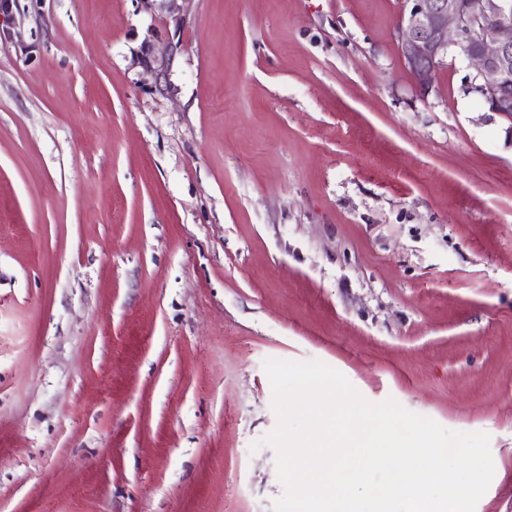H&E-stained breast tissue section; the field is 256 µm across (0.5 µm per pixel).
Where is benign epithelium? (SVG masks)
I'll return each mask as SVG.
<instances>
[{"label": "benign epithelium", "mask_w": 512, "mask_h": 512, "mask_svg": "<svg viewBox=\"0 0 512 512\" xmlns=\"http://www.w3.org/2000/svg\"><path fill=\"white\" fill-rule=\"evenodd\" d=\"M11 3H0V46L12 42ZM400 58L425 94L451 48L462 51L472 71L462 90L483 98L490 112L512 117V0H403L397 26Z\"/></svg>", "instance_id": "7a95c632"}]
</instances>
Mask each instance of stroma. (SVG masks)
I'll list each match as a JSON object with an SVG mask.
<instances>
[{
    "label": "stroma",
    "instance_id": "stroma-1",
    "mask_svg": "<svg viewBox=\"0 0 512 512\" xmlns=\"http://www.w3.org/2000/svg\"><path fill=\"white\" fill-rule=\"evenodd\" d=\"M401 0H12L0 512H273L266 359L485 432L512 512V120Z\"/></svg>",
    "mask_w": 512,
    "mask_h": 512
}]
</instances>
